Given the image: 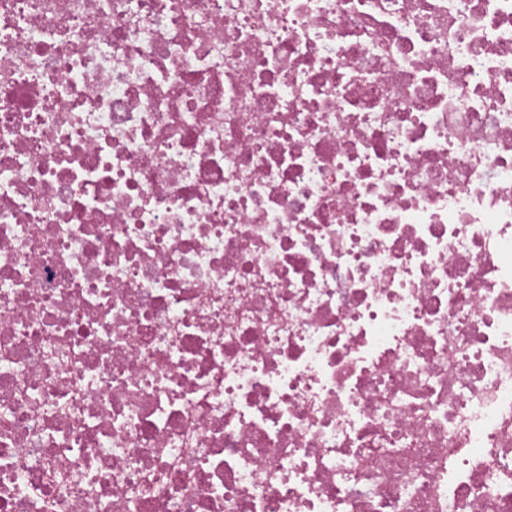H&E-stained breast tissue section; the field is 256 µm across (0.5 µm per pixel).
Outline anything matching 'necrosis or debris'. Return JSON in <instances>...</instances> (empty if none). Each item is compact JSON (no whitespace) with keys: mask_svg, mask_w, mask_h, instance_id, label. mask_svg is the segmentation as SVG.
Returning a JSON list of instances; mask_svg holds the SVG:
<instances>
[{"mask_svg":"<svg viewBox=\"0 0 512 512\" xmlns=\"http://www.w3.org/2000/svg\"><path fill=\"white\" fill-rule=\"evenodd\" d=\"M0 512H512V0H0Z\"/></svg>","mask_w":512,"mask_h":512,"instance_id":"4bbe7bcc","label":"necrosis or debris"}]
</instances>
